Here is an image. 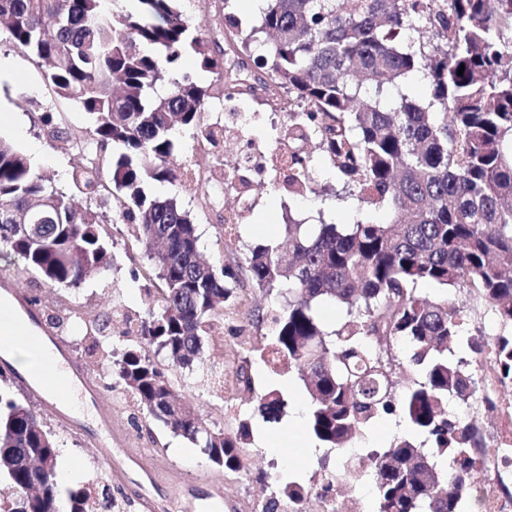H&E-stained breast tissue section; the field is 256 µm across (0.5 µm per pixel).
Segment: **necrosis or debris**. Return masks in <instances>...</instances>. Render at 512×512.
Masks as SVG:
<instances>
[{"label":"necrosis or debris","instance_id":"4bbe7bcc","mask_svg":"<svg viewBox=\"0 0 512 512\" xmlns=\"http://www.w3.org/2000/svg\"><path fill=\"white\" fill-rule=\"evenodd\" d=\"M224 110L226 115L221 120L204 113L203 123L214 135L198 142L196 148L212 153L216 145L231 138L238 144L236 153L224 158L214 156L204 170L187 163L182 183L188 193L203 196L209 209L223 212L225 223L236 224L255 204L248 195L250 183L267 181L287 186L289 160L306 153L307 145L302 141L289 143L284 134L273 143L262 142L254 132L259 116L248 111L244 102L225 103ZM483 466L486 479L471 484L462 494L463 512H512V492L503 490L504 476L512 474V441L491 437L483 453ZM312 506L317 512H372L357 482L337 499L317 497L311 489H304L300 499L287 502L284 512H308Z\"/></svg>","mask_w":512,"mask_h":512}]
</instances>
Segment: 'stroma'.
I'll return each mask as SVG.
<instances>
[{
	"instance_id": "stroma-1",
	"label": "stroma",
	"mask_w": 512,
	"mask_h": 512,
	"mask_svg": "<svg viewBox=\"0 0 512 512\" xmlns=\"http://www.w3.org/2000/svg\"><path fill=\"white\" fill-rule=\"evenodd\" d=\"M0 59L10 62L14 74L0 79V106L16 113L19 131L1 130L0 138L13 143L21 151L38 148L42 160L36 170L52 176L60 188L69 186V170L82 161L84 152L74 141L52 136L50 130L66 124L72 130L84 131L90 126L87 114L71 101L59 97L46 82L37 59L18 47L6 29L0 27ZM318 174L315 194L296 200L270 183L255 184L251 195L257 206L247 215L237 231L232 249H225L219 235L217 218L203 208L200 199L183 192L179 182L151 184L152 193L179 196L198 228L201 249L215 265H230L241 271L238 297L232 307L225 309L224 321L209 332L205 342V357L194 371L184 372L180 393L191 399L194 407L212 427L235 433L240 420L251 419L252 435L244 446L247 460L259 461V468L230 472L215 467L197 448L174 436L162 424L140 421L129 423L127 403L117 384L101 370L98 355L89 353L84 336L89 321L109 312L114 302H122L132 310L142 308V288L148 285L149 265L142 251L130 236L115 239L117 263L103 275L89 279L81 288L50 287L38 279L19 282L27 298H62L71 307L80 309L82 318L72 319L60 338L67 349L84 363L100 393L99 404H85L79 413V427L63 424L45 412L39 397L21 383L11 387L13 396L38 416L54 433L59 447V465H71L77 470L67 487L95 484L99 477H108L113 490L127 497L126 512H142L141 499L153 500L157 512H254L255 502L278 495L280 480L288 471H298L306 482H321L324 470H335L339 453L324 448L313 457L297 458L295 449L310 442L307 429L287 434L280 456H272L261 445L262 436L281 432V422H265L252 414L257 395L268 390H280L287 402L285 415H292L298 405L306 403L295 372L281 370L273 373L264 365L259 349L267 344L266 324L256 321L259 310L282 303L280 293L271 294L253 288L245 278V258L250 248L283 236L282 224L286 214L306 224H349L355 217L377 222L386 218L382 205H359L340 181L334 178L321 154L313 156ZM139 268V279H132V268ZM449 300L463 309L469 331L492 337L505 333L506 328L495 311L476 302L468 289L449 292ZM249 363L254 390H247L238 381V369ZM112 414L111 430L101 428L98 413ZM111 438L112 459L104 461L98 454L97 439Z\"/></svg>"
}]
</instances>
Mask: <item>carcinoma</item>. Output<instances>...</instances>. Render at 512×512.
I'll return each instance as SVG.
<instances>
[{
  "label": "carcinoma",
  "instance_id": "cac0c4a2",
  "mask_svg": "<svg viewBox=\"0 0 512 512\" xmlns=\"http://www.w3.org/2000/svg\"><path fill=\"white\" fill-rule=\"evenodd\" d=\"M133 2L132 11L110 12L105 0H0V25L91 121L67 192L0 139V249L20 260L13 277L79 289L114 265L105 223L131 226L159 284L144 290L142 315L111 314L130 341L121 354L99 339L107 322L87 335L144 419L217 467L242 469L249 420L227 435L202 424L194 408L168 402L179 387L172 370L202 361V337L234 302L238 277L203 259L189 213L147 185L175 180V129L202 135L211 99L243 89L267 106L287 96L298 108L288 138L306 131L351 195L387 205L389 218L308 230L290 216L283 239L250 251L252 284L288 294L261 316L270 334L261 351L272 354L273 372L297 370L310 398L308 431L326 448L345 451L386 415L406 420L407 434L366 452L376 512H459V491L482 474L486 437L475 421L448 412V400L475 396L464 365H482L486 342L466 331L446 292L467 288L512 325V0H261L248 26L235 0H224L229 24L218 56L178 0ZM187 53L214 74L210 84L174 77ZM226 55L258 67L251 83L220 74ZM413 72L428 80L423 101L401 91ZM312 173L303 167L289 195L313 191ZM79 198L112 202V215L79 209ZM44 200L52 207L40 206ZM18 214L28 223H14ZM420 284L443 295L422 296ZM324 303L343 313L330 332ZM383 340L408 349L414 376L399 397L397 360L383 357ZM456 348L470 360H454ZM495 352L501 379L512 381V334L497 337ZM285 406L272 389L254 410L273 422ZM57 458L52 432L0 373V480L10 489L0 512H60L63 494L68 512L119 508L107 485L61 491Z\"/></svg>",
  "mask_w": 512,
  "mask_h": 512
}]
</instances>
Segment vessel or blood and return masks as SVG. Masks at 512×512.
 <instances>
[{
  "mask_svg": "<svg viewBox=\"0 0 512 512\" xmlns=\"http://www.w3.org/2000/svg\"><path fill=\"white\" fill-rule=\"evenodd\" d=\"M57 334L35 333L32 330L0 327V348L11 346L39 354L46 342L57 341ZM35 392L46 395L47 407L56 416H63L65 407L75 395H96L97 389L85 368L71 355H63L54 365L34 364L27 372Z\"/></svg>",
  "mask_w": 512,
  "mask_h": 512,
  "instance_id": "b4317fda",
  "label": "vessel or blood"
}]
</instances>
